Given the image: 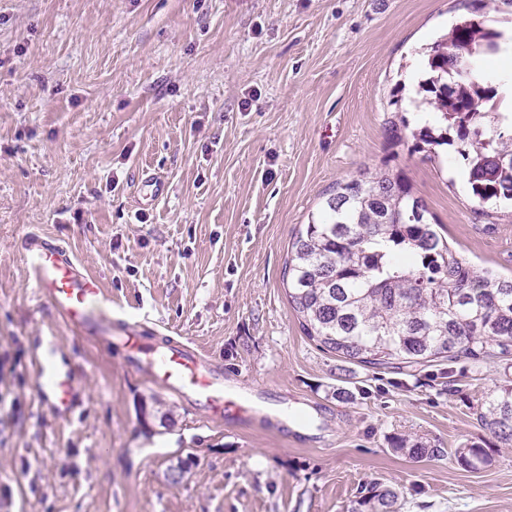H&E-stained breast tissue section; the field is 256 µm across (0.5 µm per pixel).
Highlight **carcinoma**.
I'll use <instances>...</instances> for the list:
<instances>
[{"label": "carcinoma", "mask_w": 512, "mask_h": 512, "mask_svg": "<svg viewBox=\"0 0 512 512\" xmlns=\"http://www.w3.org/2000/svg\"><path fill=\"white\" fill-rule=\"evenodd\" d=\"M498 0H470L448 32L424 48L411 102L415 125L396 110L385 128L393 146L463 159L475 210L512 202V133L496 112L500 83L480 64L503 32L485 25ZM425 202L400 171L367 169L326 194L288 249L283 278L304 334L351 363L375 369L436 359L489 361L512 356V275L464 262L435 229ZM477 419L512 442V383L494 387ZM394 450L410 460L441 457L419 438ZM467 471L492 463L478 444L455 451ZM399 491L374 482L355 512H399Z\"/></svg>", "instance_id": "obj_1"}]
</instances>
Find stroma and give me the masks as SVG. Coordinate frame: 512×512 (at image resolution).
I'll return each instance as SVG.
<instances>
[{
  "instance_id": "obj_1",
  "label": "stroma",
  "mask_w": 512,
  "mask_h": 512,
  "mask_svg": "<svg viewBox=\"0 0 512 512\" xmlns=\"http://www.w3.org/2000/svg\"><path fill=\"white\" fill-rule=\"evenodd\" d=\"M461 12V0H0V512H353L373 482L399 490L401 512H512V442L476 419L512 381V357L356 366L305 336L283 281L324 194L384 163L462 259L512 274V207L474 212L460 157L390 146L385 131L424 47ZM142 170L168 185L149 208L136 204ZM32 232L98 280L113 331L196 345L227 386L310 409L313 433L214 421L124 347L57 320L19 250ZM44 336L78 371L63 420L34 386ZM404 435L444 457L412 462L390 444ZM466 443L492 464L462 470Z\"/></svg>"
}]
</instances>
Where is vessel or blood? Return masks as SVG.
I'll return each instance as SVG.
<instances>
[{
  "label": "vessel or blood",
  "instance_id": "b4317fda",
  "mask_svg": "<svg viewBox=\"0 0 512 512\" xmlns=\"http://www.w3.org/2000/svg\"><path fill=\"white\" fill-rule=\"evenodd\" d=\"M21 253L39 300L69 326L111 343L112 302L80 263L63 246L35 234L22 241ZM136 332V327H127L122 341L138 355L142 373L190 407L219 419L229 411L239 418L256 413L271 416V409L260 399L226 386L223 372L192 346L164 336L157 345L144 350ZM74 374L73 364L58 358L53 342L38 349L36 390L42 406L52 416L64 418L71 413Z\"/></svg>",
  "mask_w": 512,
  "mask_h": 512
}]
</instances>
